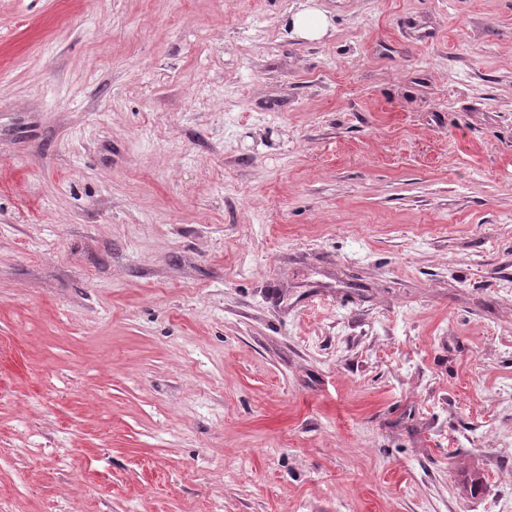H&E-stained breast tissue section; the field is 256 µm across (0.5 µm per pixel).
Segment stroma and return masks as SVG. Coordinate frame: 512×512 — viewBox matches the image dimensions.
<instances>
[{"label": "stroma", "mask_w": 512, "mask_h": 512, "mask_svg": "<svg viewBox=\"0 0 512 512\" xmlns=\"http://www.w3.org/2000/svg\"><path fill=\"white\" fill-rule=\"evenodd\" d=\"M0 512H512V0H0ZM292 27L308 37H319L327 30V22L317 11L303 10L292 17Z\"/></svg>", "instance_id": "35a3bbf8"}]
</instances>
